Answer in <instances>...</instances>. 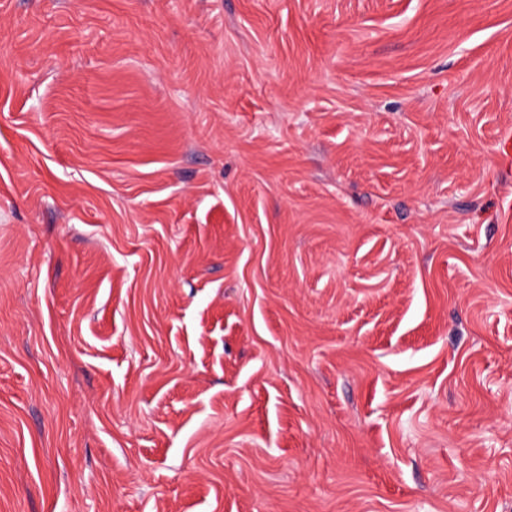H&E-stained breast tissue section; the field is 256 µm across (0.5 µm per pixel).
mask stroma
<instances>
[{
  "label": "stroma",
  "mask_w": 512,
  "mask_h": 512,
  "mask_svg": "<svg viewBox=\"0 0 512 512\" xmlns=\"http://www.w3.org/2000/svg\"><path fill=\"white\" fill-rule=\"evenodd\" d=\"M512 0H0V512H512Z\"/></svg>",
  "instance_id": "stroma-1"
}]
</instances>
